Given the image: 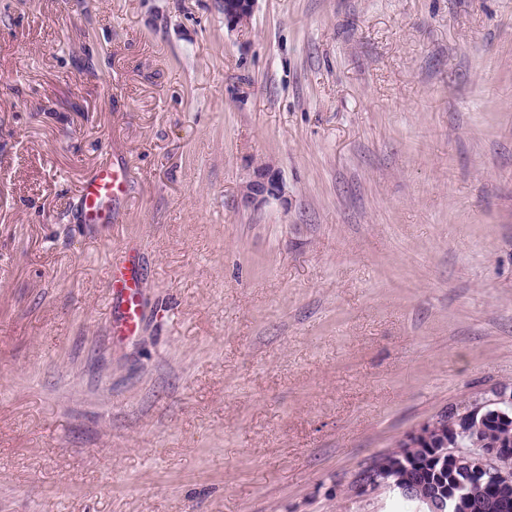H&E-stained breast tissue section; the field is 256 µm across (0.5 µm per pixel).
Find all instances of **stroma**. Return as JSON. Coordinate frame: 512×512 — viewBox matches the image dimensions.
I'll return each instance as SVG.
<instances>
[{
  "label": "stroma",
  "instance_id": "35a3bbf8",
  "mask_svg": "<svg viewBox=\"0 0 512 512\" xmlns=\"http://www.w3.org/2000/svg\"><path fill=\"white\" fill-rule=\"evenodd\" d=\"M503 389L512 0H0V512H408L356 474ZM224 5V24L230 31L249 29L258 0H220ZM127 191L126 172L122 166L111 162L97 166L82 186V224H107ZM283 181L277 171L267 163L255 164L249 179L242 185L240 200L243 206L258 208L271 200L285 196ZM136 275L124 264L113 263L110 279L111 301L120 317L109 328V336H132L141 320V291Z\"/></svg>",
  "mask_w": 512,
  "mask_h": 512
}]
</instances>
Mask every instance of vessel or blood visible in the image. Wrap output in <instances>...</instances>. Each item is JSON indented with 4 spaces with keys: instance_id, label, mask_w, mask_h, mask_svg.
<instances>
[{
    "instance_id": "b4317fda",
    "label": "vessel or blood",
    "mask_w": 512,
    "mask_h": 512,
    "mask_svg": "<svg viewBox=\"0 0 512 512\" xmlns=\"http://www.w3.org/2000/svg\"><path fill=\"white\" fill-rule=\"evenodd\" d=\"M128 183L122 166L105 162L85 179L81 197V221L85 224L108 223L116 205L126 196ZM110 296L120 316L109 328L110 336L134 335L141 320V291L136 275L125 265L113 263Z\"/></svg>"
}]
</instances>
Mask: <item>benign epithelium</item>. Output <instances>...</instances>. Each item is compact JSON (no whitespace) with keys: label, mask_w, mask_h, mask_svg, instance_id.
<instances>
[{"label":"benign epithelium","mask_w":512,"mask_h":512,"mask_svg":"<svg viewBox=\"0 0 512 512\" xmlns=\"http://www.w3.org/2000/svg\"><path fill=\"white\" fill-rule=\"evenodd\" d=\"M224 25L230 31L249 29L258 0H222ZM285 188L277 171L267 163L253 166L252 174L242 185L243 206L258 208L271 200L284 198ZM512 422V393L474 407L446 412L407 436L391 457L377 458L359 473L355 483L362 492L381 488L415 506V512H474L477 504L463 487L446 494H422L415 483H407L398 470L412 463L422 471L453 470L454 475L485 473L492 487L507 496L512 492V443L486 441V448H453L459 434H478L489 426L506 427Z\"/></svg>","instance_id":"obj_1"}]
</instances>
